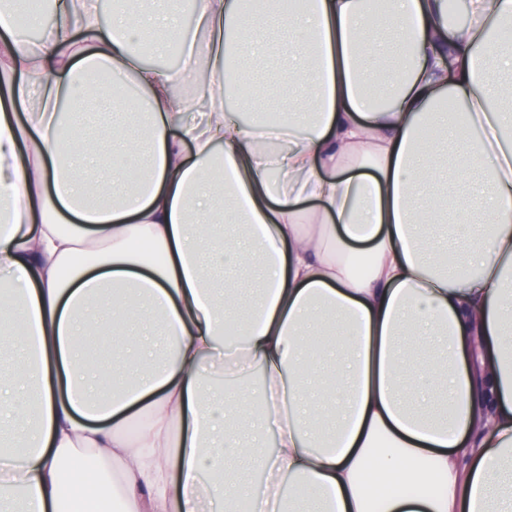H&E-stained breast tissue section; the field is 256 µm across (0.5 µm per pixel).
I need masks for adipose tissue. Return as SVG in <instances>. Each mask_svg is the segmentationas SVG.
<instances>
[{"label":"adipose tissue","mask_w":512,"mask_h":512,"mask_svg":"<svg viewBox=\"0 0 512 512\" xmlns=\"http://www.w3.org/2000/svg\"><path fill=\"white\" fill-rule=\"evenodd\" d=\"M133 15L62 0L37 39L0 12V491L73 512L85 461L124 512H512V0H309L252 25L244 0ZM412 47L409 63L367 57ZM189 49L210 104L188 122ZM288 62L280 142L241 74ZM108 72L134 93L103 94ZM456 101L465 118H449ZM261 253L242 309L213 271ZM135 289L161 316L150 356ZM102 302L112 351L80 350ZM340 334L323 376L308 341ZM266 411L274 451L249 442ZM136 436L127 426L142 410Z\"/></svg>","instance_id":"obj_1"}]
</instances>
